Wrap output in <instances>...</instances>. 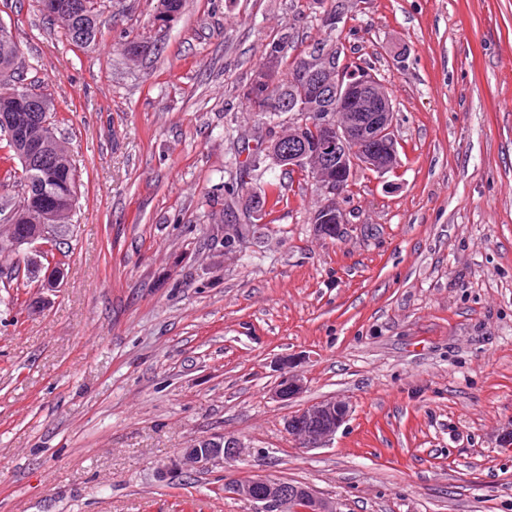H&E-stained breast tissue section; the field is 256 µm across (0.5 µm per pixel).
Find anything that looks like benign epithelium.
I'll use <instances>...</instances> for the list:
<instances>
[{"label":"benign epithelium","instance_id":"obj_1","mask_svg":"<svg viewBox=\"0 0 512 512\" xmlns=\"http://www.w3.org/2000/svg\"><path fill=\"white\" fill-rule=\"evenodd\" d=\"M45 8L52 16L76 12L74 0H50ZM340 43L303 58L305 82L301 97L288 105L292 112L288 141H276L268 155L274 162L292 166L311 164L324 199L317 232L328 239L339 236L344 223L338 199L352 182L355 170L362 168L386 173L399 165L397 138L394 133V104L384 84L372 73L361 71L340 55ZM25 112L0 113V129L12 134L20 144L21 163L29 169L54 164L56 138L35 139L31 128L38 123L43 98L37 90H23ZM317 125L319 136L308 144L306 127ZM47 224H29L27 231L10 233L0 260L25 262L44 271L37 287L51 291L57 287L64 266L49 254L58 234L66 230L61 215L53 212ZM306 382L289 359L282 361L280 381L274 397L288 401L304 392ZM352 411L350 402L334 398L308 404L285 421L288 435L296 447L314 449L331 445L336 432ZM245 452V445L235 437L199 438L182 450L180 464L200 469L212 462L234 461ZM224 495L251 501L254 512H337L330 500L311 486L261 476L224 483Z\"/></svg>","mask_w":512,"mask_h":512}]
</instances>
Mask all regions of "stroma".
<instances>
[{"label":"stroma","mask_w":512,"mask_h":512,"mask_svg":"<svg viewBox=\"0 0 512 512\" xmlns=\"http://www.w3.org/2000/svg\"><path fill=\"white\" fill-rule=\"evenodd\" d=\"M121 0L86 48L36 0H0L80 178L58 288L0 275V512H253L235 478L312 486L338 512H512V0ZM342 13L346 51L385 83L396 171L357 170L341 234L323 193L267 162L234 192L271 43L294 61ZM139 42L137 59L127 41ZM267 224L225 249L248 195ZM307 389L272 399L278 361ZM352 412L330 447L288 415ZM248 450L176 467L200 437ZM253 195L249 198V212L247 214V219L250 224H253L254 221H258L261 219H264L266 216H269L276 206L280 203V193L277 189V186L275 184H269L268 191H264L263 195L261 196V216L256 218L254 214L258 211L255 200ZM351 411L349 401L321 399L288 416L285 427L297 448H327Z\"/></svg>","instance_id":"1"}]
</instances>
